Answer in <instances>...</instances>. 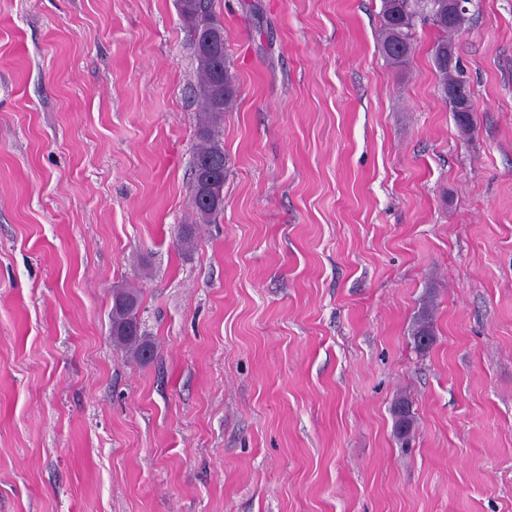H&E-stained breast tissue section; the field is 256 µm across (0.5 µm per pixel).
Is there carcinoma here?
I'll return each mask as SVG.
<instances>
[{"label":"carcinoma","mask_w":512,"mask_h":512,"mask_svg":"<svg viewBox=\"0 0 512 512\" xmlns=\"http://www.w3.org/2000/svg\"><path fill=\"white\" fill-rule=\"evenodd\" d=\"M467 12L465 7L448 12V0H381L380 44L385 58L397 68L406 66L414 51L416 22L419 19L427 22L438 32L431 55L441 93L448 99V89L465 84L455 46L448 34L461 29L467 22ZM180 13L190 32L199 30L212 37L210 43L193 38L202 112L192 172V203L198 218L205 223L222 209L224 202L226 157L221 134L224 113L234 109L238 90L224 48V26L216 18L212 0H186ZM449 103L458 126L470 129L472 119L467 108L455 99H449ZM204 179L211 187L208 201L201 196L200 185ZM138 309L136 292L124 288L115 292L111 312L112 341L134 359L148 362L154 356V344L141 331ZM394 415L398 434L408 436L414 420L408 400L400 399L395 403Z\"/></svg>","instance_id":"obj_1"}]
</instances>
